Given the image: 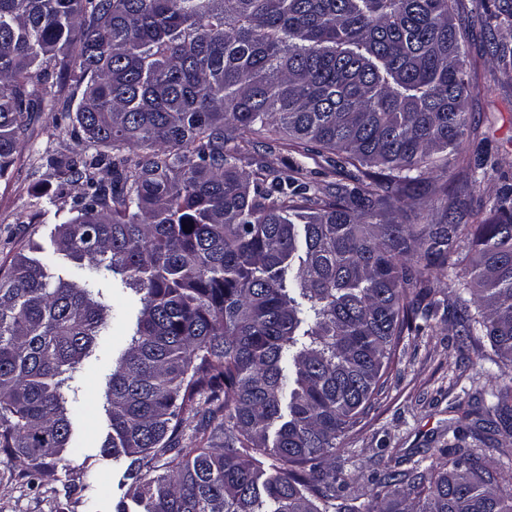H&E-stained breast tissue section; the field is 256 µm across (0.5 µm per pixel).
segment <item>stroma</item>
Listing matches in <instances>:
<instances>
[{
    "label": "stroma",
    "mask_w": 512,
    "mask_h": 512,
    "mask_svg": "<svg viewBox=\"0 0 512 512\" xmlns=\"http://www.w3.org/2000/svg\"><path fill=\"white\" fill-rule=\"evenodd\" d=\"M469 8L473 12L466 27L471 128L461 150L473 153L484 142L490 147L494 164L475 193L476 201L487 205L503 184H512V80L491 65L485 46L493 37L512 42V29L487 26L476 0ZM55 123V113H41L10 183H0V275L19 251L50 246L54 217H35L31 203L35 196L53 195L55 180L46 169L36 168L34 157L44 149L67 152L82 146ZM128 343L125 328L100 337L77 372L81 409L74 419L73 449L56 463L57 482L49 486L30 482L22 458L0 453V512H135L124 478L126 461L99 450L108 431L106 377L113 358ZM493 356L485 339L460 346L448 321L437 319L422 330L404 332L382 392L336 452V464L348 481L347 494L365 496L370 480L382 476L398 456L445 467L447 458L441 450L455 443L451 429L463 421L462 404L476 391L490 389L491 376L498 371ZM82 470L93 473V482L73 485L75 473Z\"/></svg>",
    "instance_id": "stroma-1"
}]
</instances>
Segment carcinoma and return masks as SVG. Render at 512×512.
Here are the masks:
<instances>
[{
  "instance_id": "1",
  "label": "carcinoma",
  "mask_w": 512,
  "mask_h": 512,
  "mask_svg": "<svg viewBox=\"0 0 512 512\" xmlns=\"http://www.w3.org/2000/svg\"><path fill=\"white\" fill-rule=\"evenodd\" d=\"M465 13L464 0H0V181L41 112L89 139L40 156L49 202L83 186L51 243L84 282L22 252L0 277V448L54 480L73 432L65 391L114 318L105 279L138 299L101 448L129 459L143 512H512V468L475 449L390 470L359 504L334 462L419 318L487 339L501 362L496 419L454 438L487 447L512 427V186L481 220L468 198L489 152L448 176L469 126ZM483 14L512 26V0ZM489 55L512 79V42ZM252 135L334 180L256 160ZM202 405L210 444L183 448L181 414Z\"/></svg>"
}]
</instances>
